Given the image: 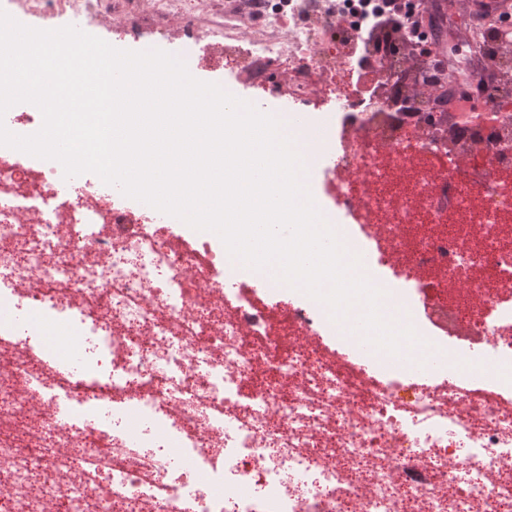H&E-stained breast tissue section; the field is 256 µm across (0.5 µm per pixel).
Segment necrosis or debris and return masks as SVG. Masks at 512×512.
<instances>
[{
	"label": "necrosis or debris",
	"instance_id": "1",
	"mask_svg": "<svg viewBox=\"0 0 512 512\" xmlns=\"http://www.w3.org/2000/svg\"><path fill=\"white\" fill-rule=\"evenodd\" d=\"M59 28L106 12L191 75L230 60L280 113L316 206L379 311L418 343L346 363L343 318L247 271L93 173L0 147V512H512V45L468 14L496 76L421 107L438 52L360 0H0ZM366 73L367 93L343 77Z\"/></svg>",
	"mask_w": 512,
	"mask_h": 512
}]
</instances>
